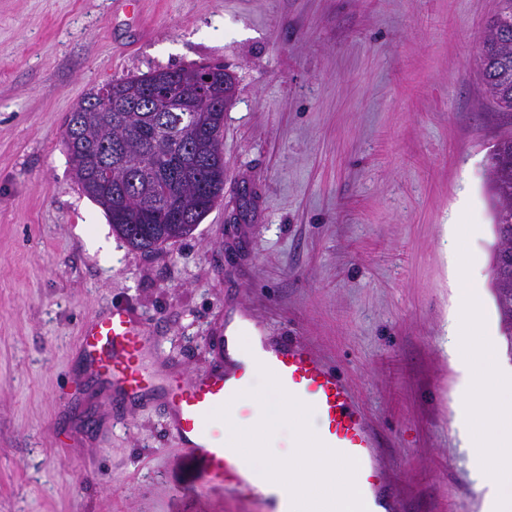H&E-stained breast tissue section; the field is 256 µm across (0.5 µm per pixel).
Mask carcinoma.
<instances>
[{
    "mask_svg": "<svg viewBox=\"0 0 512 512\" xmlns=\"http://www.w3.org/2000/svg\"><path fill=\"white\" fill-rule=\"evenodd\" d=\"M496 33L484 41L482 74L493 107L512 116V0H499L491 22ZM233 78L214 65L198 84L193 68L161 69L117 79L89 90L86 107L65 121L64 140L72 173L83 193L103 208L112 232L131 249L151 253L163 244L192 235L224 193V157L220 140ZM164 95L176 112H117L131 102L146 104ZM491 189L497 203L498 239L512 241V213L501 211L512 197V137L492 156ZM512 254L494 255L492 282L497 308L512 356Z\"/></svg>",
    "mask_w": 512,
    "mask_h": 512,
    "instance_id": "obj_1",
    "label": "carcinoma"
}]
</instances>
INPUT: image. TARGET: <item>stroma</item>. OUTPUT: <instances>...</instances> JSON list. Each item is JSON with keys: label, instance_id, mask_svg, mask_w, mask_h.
<instances>
[{"label": "stroma", "instance_id": "stroma-1", "mask_svg": "<svg viewBox=\"0 0 512 512\" xmlns=\"http://www.w3.org/2000/svg\"><path fill=\"white\" fill-rule=\"evenodd\" d=\"M498 0H0V512H168L195 485L156 407L114 418L76 338L134 308L188 377L234 316L295 336L385 438L405 512H480L453 426L446 225L497 246L490 163L512 134L481 54ZM223 65L224 196L145 254L76 182L65 116L91 87ZM185 512H265L232 491Z\"/></svg>", "mask_w": 512, "mask_h": 512}]
</instances>
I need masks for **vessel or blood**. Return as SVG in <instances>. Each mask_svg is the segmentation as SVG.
Returning a JSON list of instances; mask_svg holds the SVG:
<instances>
[{"instance_id":"b4317fda","label":"vessel or blood","mask_w":512,"mask_h":512,"mask_svg":"<svg viewBox=\"0 0 512 512\" xmlns=\"http://www.w3.org/2000/svg\"><path fill=\"white\" fill-rule=\"evenodd\" d=\"M148 344L143 321L124 305L109 307L87 322L78 338L85 372L102 383L116 408L141 400L160 403L170 434L203 478L202 491L231 490L263 499L267 512H292L287 493L257 487L238 454L210 429V414L232 401L246 369L262 364L287 393L312 407L318 439L357 460L355 479L366 498L384 512H399V500L385 480L383 442L347 381L307 342L293 336L273 341L264 335L252 360L245 362L231 356L228 337H221L215 362L185 383L177 379L174 361L155 367Z\"/></svg>"}]
</instances>
